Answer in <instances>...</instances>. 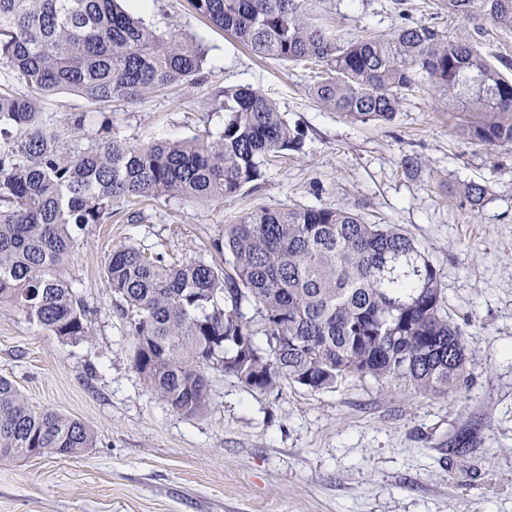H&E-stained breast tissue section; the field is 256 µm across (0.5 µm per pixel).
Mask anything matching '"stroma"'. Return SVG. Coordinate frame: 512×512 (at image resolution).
<instances>
[{
    "mask_svg": "<svg viewBox=\"0 0 512 512\" xmlns=\"http://www.w3.org/2000/svg\"><path fill=\"white\" fill-rule=\"evenodd\" d=\"M314 10L347 39L406 23L476 37L445 0H316ZM144 19L203 40L202 78L131 103L48 96L46 115L85 118L84 133L64 138L65 152L107 135L148 144L217 130L224 116L213 94L247 85L304 129L305 145L268 167L256 190L211 202L173 197L145 207L141 223L81 231L68 273L94 310L90 336L64 341L0 308V376L33 407L96 434L95 447L75 458L0 460V512H512V146L464 140L462 113L431 92L409 94L383 125L329 111L309 93L311 69L255 57L188 0H152ZM408 156L419 173H405ZM469 182L489 188L480 207L461 194ZM344 204L398 225L439 269L467 343L455 390L354 377L331 390L285 384L261 393L214 371L211 406L194 418L151 393L104 284L113 249L185 260L252 209ZM461 436L465 448L453 450Z\"/></svg>",
    "mask_w": 512,
    "mask_h": 512,
    "instance_id": "obj_1",
    "label": "stroma"
}]
</instances>
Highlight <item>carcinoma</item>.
<instances>
[{
    "mask_svg": "<svg viewBox=\"0 0 512 512\" xmlns=\"http://www.w3.org/2000/svg\"><path fill=\"white\" fill-rule=\"evenodd\" d=\"M190 4L256 57L315 64L309 92L328 110L390 123L407 93L427 85L471 114L464 139L512 145V61H489L469 38L404 25L344 40L316 21L312 0ZM448 13L479 34L512 30V0H448ZM206 56L201 40L147 26L129 0H0V60L27 87L0 82L1 307L62 340L88 335L90 308L66 268L78 232L112 222L136 199L220 200L256 189L266 164L303 148L305 132L272 99L238 86L213 98L224 126L203 139L112 138L74 156L59 149L45 97L68 90L100 104L137 101L198 79ZM463 193L475 207L488 188L470 182ZM104 282L133 337L137 372L186 417L209 407L212 370L249 391L327 390L356 375L446 392L466 368L440 270L401 228L370 224L348 204L250 210L185 261L124 245ZM95 441L83 421L35 410L0 377L1 459L77 457Z\"/></svg>",
    "mask_w": 512,
    "mask_h": 512,
    "instance_id": "cac0c4a2",
    "label": "carcinoma"
}]
</instances>
